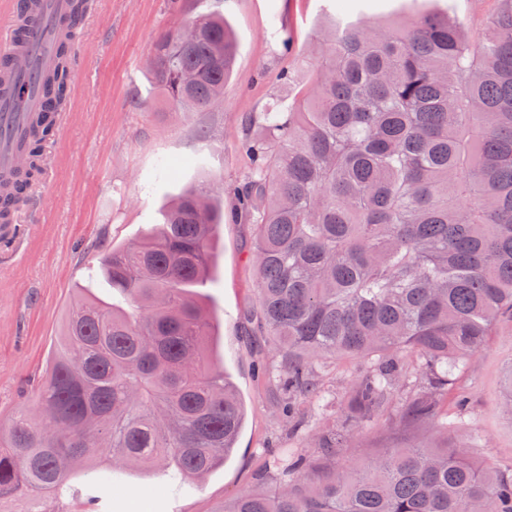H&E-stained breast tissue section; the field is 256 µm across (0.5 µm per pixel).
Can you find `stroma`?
<instances>
[{
	"label": "stroma",
	"mask_w": 512,
	"mask_h": 512,
	"mask_svg": "<svg viewBox=\"0 0 512 512\" xmlns=\"http://www.w3.org/2000/svg\"><path fill=\"white\" fill-rule=\"evenodd\" d=\"M435 6L463 19L472 41L501 9L500 0ZM416 8L415 0H95L72 58L63 122L46 149L47 175L36 180L18 223L0 234V424L30 405L76 301L128 309L100 274L98 251L136 241L191 189L206 190L224 211L211 242L212 278L197 293L213 319L211 356L234 383L245 421L231 454L202 484H171L158 467L118 468L111 505L68 496L63 512H130L142 487L158 492L154 512H221L244 491L278 486L270 449L305 445L322 430L324 420L307 407L301 429L293 430L261 373L277 350L271 341L254 344L247 319L257 291L253 227L237 216V190L249 170L241 143L252 133L250 115L278 102L296 104L311 82L297 47L314 45L335 20L373 23ZM200 13L223 15L237 56L223 101L184 114L168 107L147 65L161 34ZM511 370L512 320L505 318L443 399L452 411L458 396L468 397L473 419L462 430L482 437L476 462L512 465V416L503 408ZM406 404L395 394L342 449L341 460L361 468L392 449L430 441V425L400 420Z\"/></svg>",
	"instance_id": "stroma-1"
}]
</instances>
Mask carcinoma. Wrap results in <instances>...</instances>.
<instances>
[{
    "label": "carcinoma",
    "mask_w": 512,
    "mask_h": 512,
    "mask_svg": "<svg viewBox=\"0 0 512 512\" xmlns=\"http://www.w3.org/2000/svg\"><path fill=\"white\" fill-rule=\"evenodd\" d=\"M475 44L461 20L419 13L381 26L331 25L307 56L314 78L296 106L254 120L240 188L254 224L256 336L277 342L279 413L302 426L303 403L345 405L343 426L318 440L334 458L390 396L402 420H433L443 443L409 445L364 468L316 472L295 448L271 466L285 487L245 492L224 512H512V469L476 466L480 436L448 443L465 423L440 410L456 371L512 318V0ZM94 0H71L70 23ZM70 47L40 75L65 102ZM149 75L167 102L203 111L224 99L234 43L216 14L156 41ZM57 132L30 120L25 164L0 181L23 203ZM224 213L189 191L163 223L97 259L133 307H73L66 336L33 393L36 412L0 427V512H50L75 490L76 466L101 458L91 497L112 498L116 467L161 463L174 480L203 479L234 448L243 405L207 357L214 326L192 288L210 279V242ZM404 354L420 364L407 374ZM362 362L348 396L319 374Z\"/></svg>",
    "instance_id": "1"
}]
</instances>
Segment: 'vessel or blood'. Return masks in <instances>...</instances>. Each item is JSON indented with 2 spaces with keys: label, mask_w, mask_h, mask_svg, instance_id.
Instances as JSON below:
<instances>
[{
  "label": "vessel or blood",
  "mask_w": 512,
  "mask_h": 512,
  "mask_svg": "<svg viewBox=\"0 0 512 512\" xmlns=\"http://www.w3.org/2000/svg\"><path fill=\"white\" fill-rule=\"evenodd\" d=\"M69 0H14L9 21L0 28V70L11 76L0 89V175L10 176L30 112L41 105L37 88L25 81L55 60L61 39L79 45L78 30L69 29Z\"/></svg>",
  "instance_id": "b4317fda"
}]
</instances>
